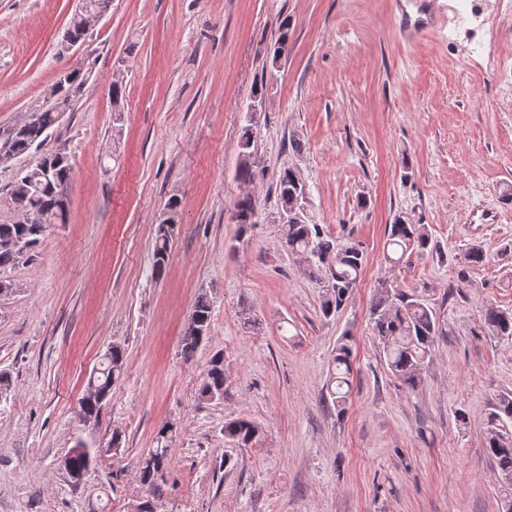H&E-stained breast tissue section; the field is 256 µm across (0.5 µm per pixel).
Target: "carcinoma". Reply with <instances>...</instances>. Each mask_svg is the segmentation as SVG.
<instances>
[{"mask_svg":"<svg viewBox=\"0 0 512 512\" xmlns=\"http://www.w3.org/2000/svg\"><path fill=\"white\" fill-rule=\"evenodd\" d=\"M290 23L283 20L274 45L271 61H278L288 53ZM89 28L84 19L73 15L67 31V41L80 43L85 40ZM71 80L55 84L47 97L46 105L31 112V117L12 127L5 138H0V149L21 157L33 153L50 136L59 123L64 107L72 106L83 93L84 77L70 73ZM254 136L251 127H244L241 134L243 162L236 171L237 179L251 184L257 177V165L251 161ZM72 173L71 158L67 152H51L36 158L24 173H19L6 190L5 201L19 213V220L0 223V273L20 263L31 260V251L40 242L46 229L52 224H63L69 211L66 189ZM281 239L288 251L304 261L309 276L325 288L322 313L329 316L346 303L366 262L360 246L341 244L327 235L322 225L312 221L308 212L299 208L292 211L293 202L306 200V183L295 170L287 168L277 181ZM235 222L240 226L254 223L256 201L250 194L242 195L234 204ZM173 225L158 224L154 244L152 274L159 278L164 273L172 240ZM388 246L392 254L386 256L391 263L399 262L395 255L424 251L429 246V236L421 224L398 220L388 229ZM370 316L374 335L382 347V353L390 374L408 390H415L421 383V373L435 346L442 327L424 296L404 289L390 277L377 281L374 289ZM484 321L491 335L512 338V310L489 305L484 310ZM211 322V303L204 294L193 305L188 327L181 340L185 358L194 356L207 337ZM352 355L351 346L340 342L331 359V372L327 384L332 403L344 407L350 386ZM125 355L122 347L112 345L109 356L101 358L99 370L90 374L87 390L79 405L87 420L83 425L95 423L109 397L112 386L124 370ZM202 401H214L224 397V354H213L204 369L199 388ZM170 429L163 427L156 436L157 447L148 451L139 462V478L142 486L152 489L158 475L168 467ZM260 427L253 421L240 417L224 423V441L235 448H248L257 443ZM484 447L494 463L502 484L503 512H512V397H501L488 415L483 428ZM98 449L79 438L63 461V469L73 490L83 487L85 475L97 464Z\"/></svg>","mask_w":512,"mask_h":512,"instance_id":"obj_1","label":"carcinoma"}]
</instances>
